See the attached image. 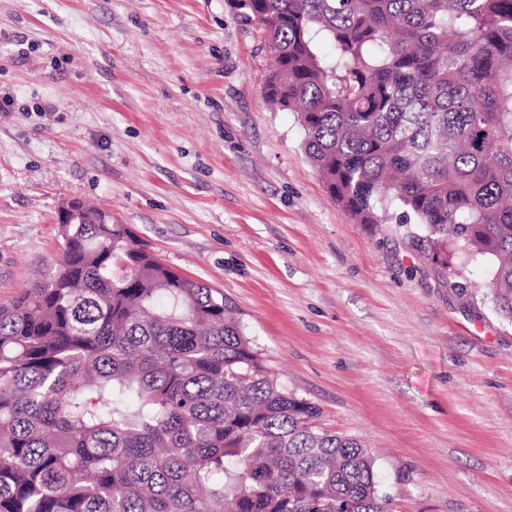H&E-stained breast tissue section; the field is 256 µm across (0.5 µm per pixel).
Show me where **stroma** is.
Returning a JSON list of instances; mask_svg holds the SVG:
<instances>
[{"mask_svg": "<svg viewBox=\"0 0 512 512\" xmlns=\"http://www.w3.org/2000/svg\"><path fill=\"white\" fill-rule=\"evenodd\" d=\"M226 0H0V305L54 273L58 211L112 213L222 289L267 371L369 448L391 512H512V323L420 225L359 224L265 102Z\"/></svg>", "mask_w": 512, "mask_h": 512, "instance_id": "1", "label": "stroma"}]
</instances>
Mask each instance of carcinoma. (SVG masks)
Segmentation results:
<instances>
[{
    "mask_svg": "<svg viewBox=\"0 0 512 512\" xmlns=\"http://www.w3.org/2000/svg\"><path fill=\"white\" fill-rule=\"evenodd\" d=\"M227 3L329 195L359 224L398 202L450 275L490 257L512 321V0ZM84 210L0 306V512H388L368 450L268 374L222 291Z\"/></svg>",
    "mask_w": 512,
    "mask_h": 512,
    "instance_id": "cac0c4a2",
    "label": "carcinoma"
}]
</instances>
